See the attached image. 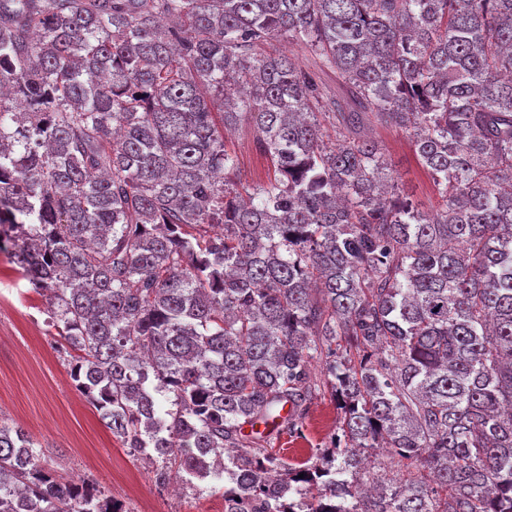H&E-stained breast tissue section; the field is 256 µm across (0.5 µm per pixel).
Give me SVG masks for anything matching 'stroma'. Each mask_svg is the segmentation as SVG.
<instances>
[{
    "mask_svg": "<svg viewBox=\"0 0 512 512\" xmlns=\"http://www.w3.org/2000/svg\"><path fill=\"white\" fill-rule=\"evenodd\" d=\"M362 133L384 149L392 177L405 195L425 210L440 208L441 199L418 163L408 134L373 123ZM228 145L249 182L266 180L268 161L255 148L247 126L236 128ZM47 309V301L18 272L9 251H0V420L19 425L41 445L55 461L59 476L94 481L131 512H224L215 480L176 488L155 486L145 460L123 447L75 388L71 358L47 325ZM338 420L331 396H317L301 433L277 440L282 457L291 464L315 459L318 449L329 446Z\"/></svg>",
    "mask_w": 512,
    "mask_h": 512,
    "instance_id": "1",
    "label": "stroma"
}]
</instances>
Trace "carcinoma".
I'll use <instances>...</instances> for the list:
<instances>
[{"instance_id":"cac0c4a2","label":"carcinoma","mask_w":512,"mask_h":512,"mask_svg":"<svg viewBox=\"0 0 512 512\" xmlns=\"http://www.w3.org/2000/svg\"><path fill=\"white\" fill-rule=\"evenodd\" d=\"M243 121L261 185L226 144ZM366 122L410 134L441 210ZM2 247L156 486L227 473L224 512H512V0H0ZM325 392L342 438L284 461ZM377 449L406 486L362 490ZM0 512L126 510L1 420Z\"/></svg>"}]
</instances>
